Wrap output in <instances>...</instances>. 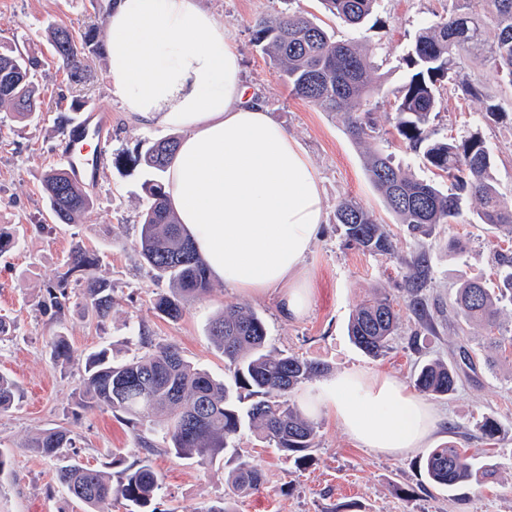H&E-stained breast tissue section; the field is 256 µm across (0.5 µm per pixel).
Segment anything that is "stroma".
<instances>
[{"mask_svg":"<svg viewBox=\"0 0 512 512\" xmlns=\"http://www.w3.org/2000/svg\"><path fill=\"white\" fill-rule=\"evenodd\" d=\"M107 4L0 0V46L17 44L41 59L37 81L44 97L38 118L29 121L0 111V227L20 241L18 249L0 255V318L13 325L11 337L0 341V373L16 381L20 394L10 410L0 412V450L11 456L10 466L0 472V512H83L58 483L55 462L28 448V440L40 430H73L76 443L69 454L83 464L106 467L109 448L129 463L140 456L133 427L124 417L106 409L66 412L70 396L82 386L89 354L104 349L118 360L143 354L147 346L138 335L143 328L153 343L176 345L193 365L224 379V356L208 328L225 306L237 303L249 305L263 318L270 351L319 361L331 374L350 369L383 372L408 387L417 366L437 359L457 369V389L446 397H429L439 415L437 430L426 447L403 456L362 447L325 415L315 419L314 460L303 468L281 458L255 433L244 431L238 439L239 454L267 478L264 489L251 496H234L223 462L200 466L156 452L150 462L162 478L156 499L159 512H204L224 499L232 500L235 512H512V305L502 306L497 325L504 339L496 345L490 342L488 327L459 322L452 311L462 282L495 281L498 231L464 222L440 224L429 237L411 238L368 180L364 150L347 137L342 121L291 96L268 57L253 45V21L277 15L282 0H201L223 22L240 52L245 84L303 148L320 181L325 221L303 266L312 289L304 316L282 314L279 290L245 296L216 279L208 293L187 305L180 319L159 317L152 302L157 294L168 292L169 282L157 278L138 253V224L147 204L142 184L148 174L130 158L173 132L140 124L111 96L105 58L90 56L86 79L78 85L58 69L47 42L48 27L54 23L106 30ZM294 5L334 32L336 39L377 46L374 63L389 90L406 81L408 72L399 59L422 24L448 11V0H379L381 25L358 31L326 11L320 0H295ZM75 98L108 114L110 138L99 174L88 187L95 199L93 212L80 223L56 225L42 180L47 170L60 164L61 123ZM483 113V102L458 92L441 106L435 128L442 138L480 132L497 159L498 189L512 204V113L496 122L484 119ZM375 119L384 133L378 148L392 153L415 176L429 177L422 157L396 136L391 103L381 105ZM346 196L361 201L386 225L396 245L394 254H368L346 242L334 219L338 202ZM78 246L98 254L91 275L111 284L114 306L101 321L87 311L80 295L72 296L59 328L72 357L57 364L49 356L48 341L58 328L42 312L44 287ZM420 253L427 264L418 290L428 307L424 320L414 314L405 291V263ZM379 291L389 292L400 329L390 349L374 359L350 341L347 325L356 307ZM487 416L502 427L493 444L478 431ZM448 442L465 449L475 465L493 464L496 481L451 492L424 484L423 458L429 449Z\"/></svg>","mask_w":512,"mask_h":512,"instance_id":"35a3bbf8","label":"stroma"}]
</instances>
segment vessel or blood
<instances>
[{
    "label": "vessel or blood",
    "instance_id": "obj_1",
    "mask_svg": "<svg viewBox=\"0 0 512 512\" xmlns=\"http://www.w3.org/2000/svg\"><path fill=\"white\" fill-rule=\"evenodd\" d=\"M108 137V120L104 113L90 108L71 131L62 147L60 157L68 171L77 179L92 177L104 159L103 152L91 150L90 142H103Z\"/></svg>",
    "mask_w": 512,
    "mask_h": 512
}]
</instances>
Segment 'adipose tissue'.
<instances>
[{
	"label": "adipose tissue",
	"mask_w": 512,
	"mask_h": 512,
	"mask_svg": "<svg viewBox=\"0 0 512 512\" xmlns=\"http://www.w3.org/2000/svg\"><path fill=\"white\" fill-rule=\"evenodd\" d=\"M107 27L112 95L144 125L181 134L166 173L170 203L211 274L248 296L280 289L283 313L303 315V264L324 220L320 183L296 139L249 95L223 23L200 0H117ZM299 404L384 455L423 447L437 427L420 396L375 371L333 374Z\"/></svg>",
	"instance_id": "ef3b65f1"
}]
</instances>
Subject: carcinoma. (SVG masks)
<instances>
[{
	"label": "carcinoma",
	"instance_id": "cac0c4a2",
	"mask_svg": "<svg viewBox=\"0 0 512 512\" xmlns=\"http://www.w3.org/2000/svg\"><path fill=\"white\" fill-rule=\"evenodd\" d=\"M287 8L274 20L258 17L252 26V42L261 47L271 64L287 80L291 94L320 111L344 120L349 138L359 144L376 139L380 131L374 112L380 107L381 85L371 63L372 48L355 40H338L304 11ZM324 8L351 28H359L372 16L377 0H321ZM495 39L486 38L489 27ZM48 39L57 64L70 79L79 82L91 54L102 55L94 28L77 31L65 24L49 27ZM480 56L496 73L499 83L512 88V0H450L448 16L432 20L420 28L413 45L401 57L410 71L408 80L393 92L395 129L410 149L422 154L433 173L420 179L393 160L392 155L369 151L364 159L366 175L383 198L398 223L413 234L428 235L438 224H454L463 215L462 204L471 198L479 203V223L495 226L512 240V206L503 200L492 175L495 157L485 139L474 132L458 141L435 137L440 90L454 85L474 99L487 101L485 115L498 120L507 109L493 100L485 86L468 78L465 62ZM41 62L16 47H0V108L6 107L19 120H29L40 108L39 87L34 81ZM177 141L166 139L145 153L129 158L155 175L144 182L148 197L141 215L137 242L144 262L160 278H166L170 293L157 295L153 309L171 320L183 315L186 305L206 294L211 277L203 258L184 232L170 206L167 186L160 178L171 162ZM43 190L49 211L58 224H74L94 208L85 187L75 183L64 167L46 172ZM336 223L343 228L349 245L363 252L391 254L393 239L372 212L352 197L336 206ZM498 284L486 287L478 280L464 282L457 292V314L467 321L497 325L499 305L512 303V250L495 251ZM99 256L83 247L72 249L63 272L45 288L43 312L55 325H64L72 283H82L85 301L93 315L106 319L112 311V287L104 280H80L76 273L91 269ZM408 277L410 305L419 318L426 309L414 291L420 288L425 260L412 261ZM398 314L387 294H376L353 312L349 336L371 357L388 349L397 330ZM209 335L224 354L229 381L220 383L203 369L193 367L174 345L114 364L106 352L89 358L87 376L78 395L81 409L106 408L126 416L138 425L154 416L165 417V452L207 465L224 456L235 460V440L246 428L265 440L298 468L313 457L317 430L290 403V394L301 383L324 371V364L293 353L265 351L266 328L263 319L249 306L229 305L212 320ZM50 356L66 363L71 350L62 333L50 339ZM456 369L431 360L422 364L414 377L417 391L430 396H448L458 385ZM17 394L14 381L0 374V411L9 409ZM252 402L241 406L244 398ZM42 457L57 462V476L68 496L95 512L99 505L122 499L128 512H158L155 501L162 482L160 475L141 460L125 464L124 457L110 452L112 474L69 459L65 449L75 447L73 431L65 427L46 428L29 441ZM423 472L433 487L449 491L466 484L487 483L495 468L473 466L466 452L446 443L426 456ZM233 491L239 496L259 492L265 483L262 472L245 461L228 474Z\"/></svg>",
	"mask_w": 512,
	"mask_h": 512
}]
</instances>
